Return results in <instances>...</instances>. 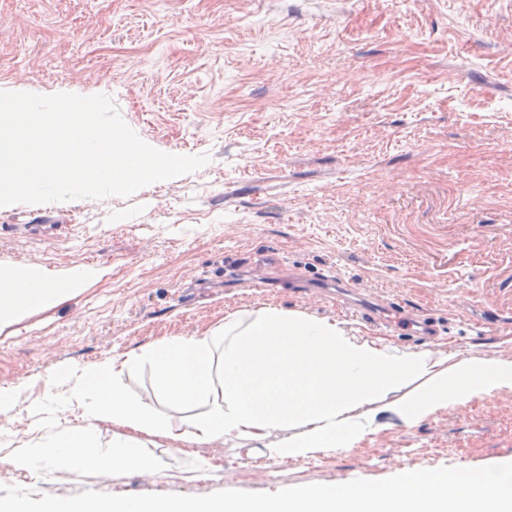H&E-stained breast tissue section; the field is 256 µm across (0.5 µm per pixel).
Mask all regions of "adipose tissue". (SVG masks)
<instances>
[{
	"mask_svg": "<svg viewBox=\"0 0 512 512\" xmlns=\"http://www.w3.org/2000/svg\"><path fill=\"white\" fill-rule=\"evenodd\" d=\"M87 275L82 266L59 280L1 269L0 324L52 304ZM136 364L150 366L167 406L195 407L188 430L176 431L152 402L128 395L123 377ZM418 379L417 393L389 400L390 392ZM40 385L24 439L0 457L1 465L39 477L87 468L155 475L162 466L152 450L163 441L183 456L189 446L215 443L259 448L274 460L330 454L361 438L377 412L410 425L449 405L511 389L512 361L452 363L426 350L394 357L338 323L266 307L228 314L203 335L174 336L86 373L51 371ZM74 410L82 425L66 424ZM103 427L111 428V441L99 440Z\"/></svg>",
	"mask_w": 512,
	"mask_h": 512,
	"instance_id": "adipose-tissue-1",
	"label": "adipose tissue"
}]
</instances>
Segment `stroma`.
<instances>
[{"label": "stroma", "mask_w": 512, "mask_h": 512, "mask_svg": "<svg viewBox=\"0 0 512 512\" xmlns=\"http://www.w3.org/2000/svg\"><path fill=\"white\" fill-rule=\"evenodd\" d=\"M109 96L151 147L208 156L129 197L0 206V268L91 275L0 324V386L24 384L0 429L23 430L48 371L123 359L260 307L336 320L403 355L512 360V0H0V90ZM301 277L307 295L264 288ZM364 287L432 317L443 338L384 334L315 293ZM331 456L251 469L232 444L190 473H58L34 495L272 492L380 480L403 467L512 461V389Z\"/></svg>", "instance_id": "1"}]
</instances>
